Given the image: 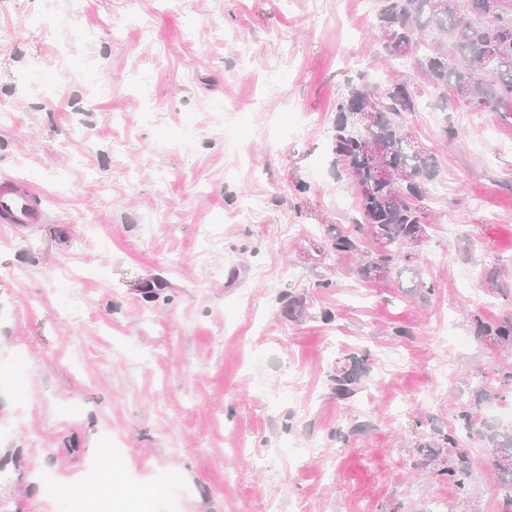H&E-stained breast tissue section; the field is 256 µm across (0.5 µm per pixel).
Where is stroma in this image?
Wrapping results in <instances>:
<instances>
[{"instance_id":"stroma-1","label":"stroma","mask_w":512,"mask_h":512,"mask_svg":"<svg viewBox=\"0 0 512 512\" xmlns=\"http://www.w3.org/2000/svg\"><path fill=\"white\" fill-rule=\"evenodd\" d=\"M375 22L360 0H0V176L48 213L0 231V512H512L482 441L512 348L480 327L512 321V116L406 64L427 234L364 279L330 246L362 222L332 134L348 84L390 76ZM464 412L461 493L437 440ZM448 475V483L452 484L458 491H465L471 482L474 473L470 461L461 457L456 466L448 467L441 475Z\"/></svg>"}]
</instances>
